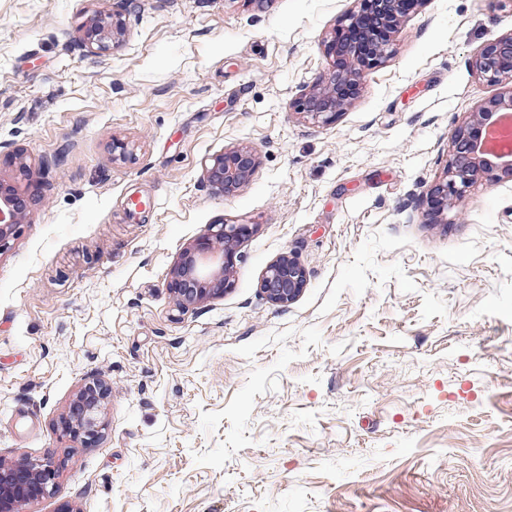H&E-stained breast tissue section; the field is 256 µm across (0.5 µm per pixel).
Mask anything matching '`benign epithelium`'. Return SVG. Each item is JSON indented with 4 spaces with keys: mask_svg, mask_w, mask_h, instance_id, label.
<instances>
[{
    "mask_svg": "<svg viewBox=\"0 0 512 512\" xmlns=\"http://www.w3.org/2000/svg\"><path fill=\"white\" fill-rule=\"evenodd\" d=\"M402 2L357 0L358 10L324 43L326 56L334 59L332 68L318 84L302 90L295 101L298 112L327 123L351 106L366 71L382 63L388 54L391 36L405 16ZM123 31L121 16L97 15L82 31L80 41L89 50L104 53L112 49ZM473 68L490 84H512V34L487 40L475 56ZM511 110L512 94L482 100L474 107L470 120L456 129L443 175L427 192L430 223L443 224L448 211H462L467 189L476 182L512 180V150L484 149L488 131ZM257 165L255 149L237 147L210 158L204 166V178L216 192L230 195L251 180ZM25 216L23 196L13 185L0 180V252L9 248ZM251 230L249 224H212L179 253L168 282L179 310L185 312L224 296L232 286L238 243ZM305 286V269L287 254L267 266L259 284L266 298L279 305L292 302ZM108 394L109 385L100 378L81 385L75 393L74 408L60 419L63 434L80 445L96 441ZM56 478L57 470L48 459L34 462L28 458H0V512H27L28 506L52 493Z\"/></svg>",
    "mask_w": 512,
    "mask_h": 512,
    "instance_id": "7a95c632",
    "label": "benign epithelium"
}]
</instances>
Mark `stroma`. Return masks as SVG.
Listing matches in <instances>:
<instances>
[{
	"mask_svg": "<svg viewBox=\"0 0 512 512\" xmlns=\"http://www.w3.org/2000/svg\"><path fill=\"white\" fill-rule=\"evenodd\" d=\"M355 0H0V457L51 459L30 512H512V181L428 223L512 0H423L329 123L295 111ZM121 13L106 54L82 28ZM127 157H112L113 141ZM251 146L230 196L205 160ZM248 224L224 296L180 311V251ZM307 284L259 282L281 255ZM110 386L80 447L60 418ZM25 216L23 196L13 185L0 180V253L9 248ZM305 269L287 254L267 266L259 288L266 298L279 305L292 302L306 286Z\"/></svg>",
	"mask_w": 512,
	"mask_h": 512,
	"instance_id": "1",
	"label": "stroma"
}]
</instances>
